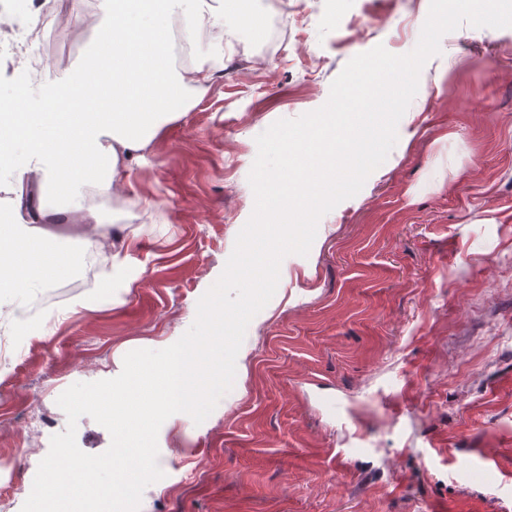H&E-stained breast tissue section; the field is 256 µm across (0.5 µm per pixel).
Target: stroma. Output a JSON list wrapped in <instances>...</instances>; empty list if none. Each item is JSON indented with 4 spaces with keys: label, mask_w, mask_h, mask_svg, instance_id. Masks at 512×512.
<instances>
[{
    "label": "stroma",
    "mask_w": 512,
    "mask_h": 512,
    "mask_svg": "<svg viewBox=\"0 0 512 512\" xmlns=\"http://www.w3.org/2000/svg\"><path fill=\"white\" fill-rule=\"evenodd\" d=\"M258 31L228 42L209 26L195 59L224 67L188 114L164 128L123 197L48 190L53 248L86 252L88 212L109 225L122 270L76 272L19 289L0 334L40 293L15 357L0 363V485H32L67 417L59 395L120 374L134 349L159 350L192 325L254 195L256 137L321 107L346 63L376 45L417 44L429 0H248ZM50 62L0 64V85L31 97L95 54L111 25ZM423 67L398 142L361 191L319 221L307 256L290 255L250 322L244 377L202 423L169 417L163 479L140 512H512V27L462 24Z\"/></svg>",
    "instance_id": "stroma-1"
}]
</instances>
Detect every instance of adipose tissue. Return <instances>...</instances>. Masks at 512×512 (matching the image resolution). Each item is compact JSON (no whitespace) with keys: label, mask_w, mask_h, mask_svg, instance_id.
I'll use <instances>...</instances> for the list:
<instances>
[{"label":"adipose tissue","mask_w":512,"mask_h":512,"mask_svg":"<svg viewBox=\"0 0 512 512\" xmlns=\"http://www.w3.org/2000/svg\"><path fill=\"white\" fill-rule=\"evenodd\" d=\"M177 5L178 0H113L118 23L102 38L113 41L123 56L146 62L142 89L127 84L104 97L99 84L87 83L73 94L50 92L23 149L10 158L18 174L58 184L74 175L106 193L123 187L126 171L140 162L164 126L190 109V90H201L217 69L200 61L184 76L169 67L156 32L167 26ZM48 149L56 152L57 167L32 173L31 159ZM46 219L43 204L21 195L12 214L0 217V245L13 255L11 268L0 272V288H26L70 272V260L49 246Z\"/></svg>","instance_id":"obj_1"}]
</instances>
